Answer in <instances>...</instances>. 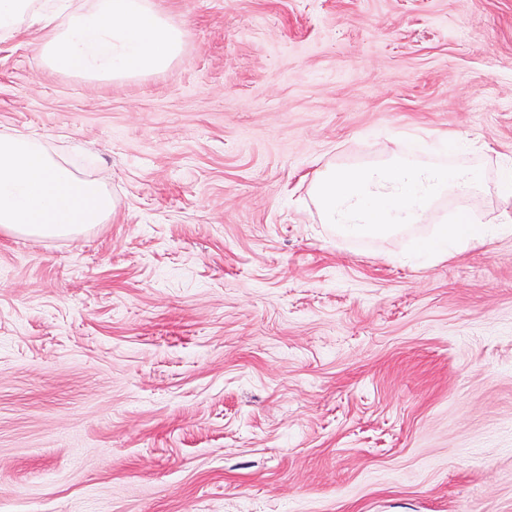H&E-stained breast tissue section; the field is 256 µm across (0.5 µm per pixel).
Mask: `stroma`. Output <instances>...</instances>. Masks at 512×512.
Segmentation results:
<instances>
[{
    "label": "stroma",
    "instance_id": "stroma-1",
    "mask_svg": "<svg viewBox=\"0 0 512 512\" xmlns=\"http://www.w3.org/2000/svg\"><path fill=\"white\" fill-rule=\"evenodd\" d=\"M160 73L0 44V130L112 218L0 231V512H512V0H153ZM488 243L342 241L310 178L410 139Z\"/></svg>",
    "mask_w": 512,
    "mask_h": 512
}]
</instances>
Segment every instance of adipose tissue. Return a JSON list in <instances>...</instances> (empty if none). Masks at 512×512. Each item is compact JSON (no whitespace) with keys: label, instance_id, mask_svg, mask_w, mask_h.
<instances>
[{"label":"adipose tissue","instance_id":"obj_1","mask_svg":"<svg viewBox=\"0 0 512 512\" xmlns=\"http://www.w3.org/2000/svg\"><path fill=\"white\" fill-rule=\"evenodd\" d=\"M35 30L42 63L88 82L121 81L167 68L185 30L151 0H0V42ZM112 197L79 177L42 141L0 132V227L33 238L73 236L112 216ZM486 225L460 218L417 237L419 260H445L485 244Z\"/></svg>","mask_w":512,"mask_h":512}]
</instances>
